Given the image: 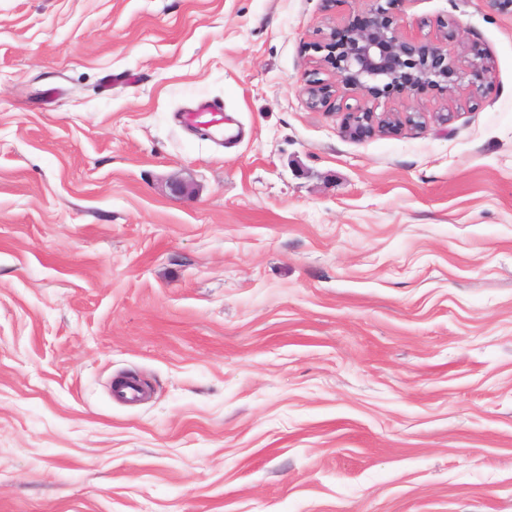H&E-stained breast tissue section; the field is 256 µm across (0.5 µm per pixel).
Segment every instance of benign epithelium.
<instances>
[{"instance_id":"7a95c632","label":"benign epithelium","mask_w":512,"mask_h":512,"mask_svg":"<svg viewBox=\"0 0 512 512\" xmlns=\"http://www.w3.org/2000/svg\"><path fill=\"white\" fill-rule=\"evenodd\" d=\"M376 7L368 10L364 25L347 26L348 39L336 46V34L317 46L326 51L323 62L337 70L339 86L320 80L306 83L305 93L311 108L319 109L336 89L361 91L371 97L384 93L396 83L415 91L423 86H434L447 91L455 89L457 70L448 63V50L442 45L404 39L398 34L397 24L381 0H374ZM421 112L388 113L381 117L357 107L345 113L340 127L341 134L351 139H361L376 132L392 133L404 123H421Z\"/></svg>"}]
</instances>
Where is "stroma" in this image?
Listing matches in <instances>:
<instances>
[{
    "instance_id": "35a3bbf8",
    "label": "stroma",
    "mask_w": 512,
    "mask_h": 512,
    "mask_svg": "<svg viewBox=\"0 0 512 512\" xmlns=\"http://www.w3.org/2000/svg\"><path fill=\"white\" fill-rule=\"evenodd\" d=\"M370 6L0 0V512H512V14L400 0L458 88L353 140ZM336 87L320 80L306 83L305 93L311 108L319 109L331 97L336 95ZM205 115H209L210 119L202 121L201 123L211 124V127H220L221 125H224L223 111L215 108L212 103L207 101L201 102L196 110L186 112L184 119L186 123L191 124L196 122L198 118H201ZM422 112H396L377 117L375 112L357 106L346 112L340 127L341 134L351 139H361L376 132L392 133L403 123H421Z\"/></svg>"
}]
</instances>
